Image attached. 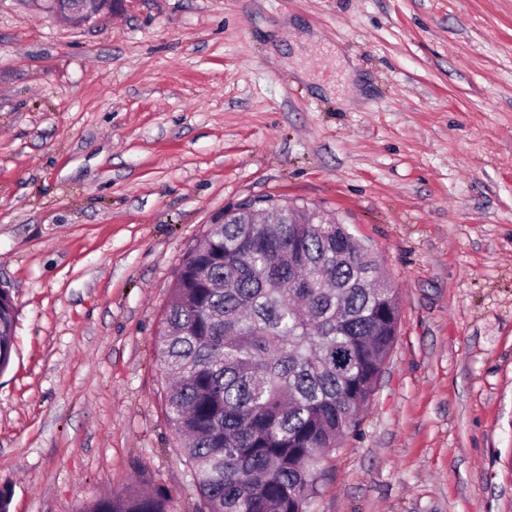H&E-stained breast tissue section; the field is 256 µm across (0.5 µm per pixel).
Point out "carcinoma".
<instances>
[{
    "label": "carcinoma",
    "mask_w": 512,
    "mask_h": 512,
    "mask_svg": "<svg viewBox=\"0 0 512 512\" xmlns=\"http://www.w3.org/2000/svg\"><path fill=\"white\" fill-rule=\"evenodd\" d=\"M311 214L247 200L183 255L156 354L199 512H309L397 338V290L345 225L327 236ZM15 318L0 289V373ZM81 512H173V498L143 483Z\"/></svg>",
    "instance_id": "carcinoma-1"
}]
</instances>
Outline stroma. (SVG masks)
<instances>
[{"mask_svg": "<svg viewBox=\"0 0 512 512\" xmlns=\"http://www.w3.org/2000/svg\"><path fill=\"white\" fill-rule=\"evenodd\" d=\"M249 198L335 215L401 299L311 512H512V0H0L10 512L141 481L195 512L155 343ZM67 0H49L50 8L61 18L67 20L75 26H80L88 22L93 15L100 12L112 11L110 1L112 0H78L77 6L65 4ZM0 298V373H3L12 362L16 309L7 290L0 289Z\"/></svg>", "mask_w": 512, "mask_h": 512, "instance_id": "stroma-1", "label": "stroma"}]
</instances>
